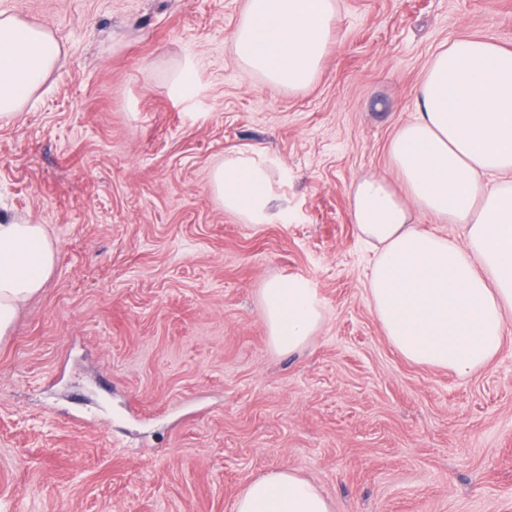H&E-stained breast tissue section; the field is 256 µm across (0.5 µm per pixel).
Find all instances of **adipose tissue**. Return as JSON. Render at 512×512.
Instances as JSON below:
<instances>
[{"instance_id": "ef3b65f1", "label": "adipose tissue", "mask_w": 512, "mask_h": 512, "mask_svg": "<svg viewBox=\"0 0 512 512\" xmlns=\"http://www.w3.org/2000/svg\"><path fill=\"white\" fill-rule=\"evenodd\" d=\"M335 0H244L230 37L244 71L301 90L320 70ZM60 53L54 36L0 14V121L30 101ZM417 115L392 137L390 164L403 190L370 175L350 188L351 218L374 253L369 305L405 359L466 377L487 365L512 317V50L463 37L431 59ZM211 185L225 210L270 222L273 186L264 161L225 158ZM458 225L452 239L412 223V212ZM57 248L44 225L0 222V340L52 275ZM272 348L292 354L321 327L315 289L273 278L260 291ZM232 512H331L306 478L279 469L251 480Z\"/></svg>"}]
</instances>
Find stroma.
Instances as JSON below:
<instances>
[{
  "instance_id": "35a3bbf8",
  "label": "stroma",
  "mask_w": 512,
  "mask_h": 512,
  "mask_svg": "<svg viewBox=\"0 0 512 512\" xmlns=\"http://www.w3.org/2000/svg\"><path fill=\"white\" fill-rule=\"evenodd\" d=\"M243 0H0L62 53L0 123V221L57 263L0 341V512H231L291 469L332 512H512V334L467 379L404 359L367 298L357 178L392 176L434 53L512 49V0H337L314 82L245 74ZM199 90H170L186 58ZM260 157L276 218L225 211L211 172ZM316 288L324 321L269 344L260 290Z\"/></svg>"
}]
</instances>
